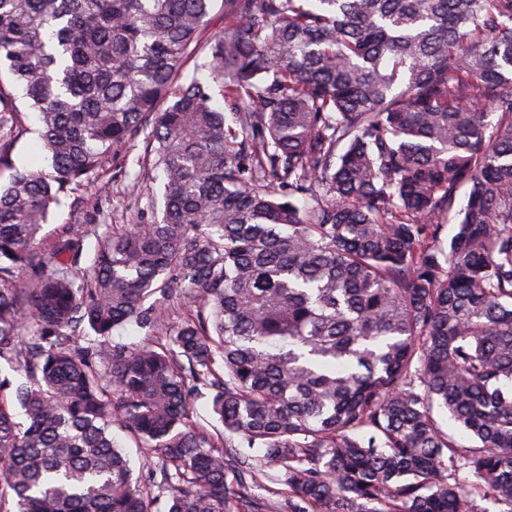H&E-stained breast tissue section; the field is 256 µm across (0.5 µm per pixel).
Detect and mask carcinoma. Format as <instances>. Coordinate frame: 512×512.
I'll return each instance as SVG.
<instances>
[{
    "label": "carcinoma",
    "instance_id": "obj_1",
    "mask_svg": "<svg viewBox=\"0 0 512 512\" xmlns=\"http://www.w3.org/2000/svg\"><path fill=\"white\" fill-rule=\"evenodd\" d=\"M214 2L0 0V512H512V0ZM23 131L17 139L13 152V162L21 167L50 170L48 154L41 149L39 124L32 114L25 113ZM155 173L149 174V179L145 176L141 185L142 195L137 198L129 195L123 186V177H118L119 182H112V224H138L137 215L142 216L144 221H152L156 215L151 208L148 197L151 193L150 185L153 187L154 193L159 191V181L152 179ZM80 223L81 221L76 211L63 202L58 206L52 207L48 220L46 224H43L38 239L41 240L40 242L44 247H47L65 227Z\"/></svg>",
    "mask_w": 512,
    "mask_h": 512
}]
</instances>
